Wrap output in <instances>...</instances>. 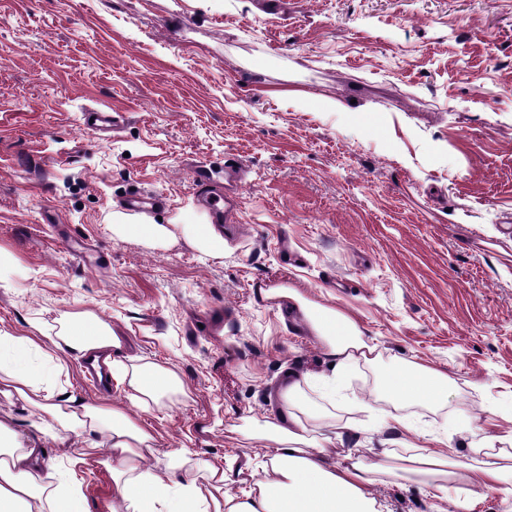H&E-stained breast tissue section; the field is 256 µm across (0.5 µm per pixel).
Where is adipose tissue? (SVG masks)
<instances>
[{
    "label": "adipose tissue",
    "instance_id": "adipose-tissue-1",
    "mask_svg": "<svg viewBox=\"0 0 512 512\" xmlns=\"http://www.w3.org/2000/svg\"><path fill=\"white\" fill-rule=\"evenodd\" d=\"M112 233L118 238L139 236L152 248L182 242L206 256L224 254V236L211 224H156L145 216L132 218L116 212ZM265 296L287 301L289 308L304 314L333 371L287 375L279 390L284 413L241 427L243 439L265 445L257 464L263 477L244 497L225 490L224 470L201 465L196 477L187 480L183 472L190 459L185 452L159 450L136 412L186 397L183 380L167 364L119 359L121 337L90 312L68 313L51 333L37 322L25 335L0 330V385L20 396L38 417L53 419L63 430L93 436L92 449L103 455L112 477V512H384L372 492L373 476L384 472L383 464H367L350 455L337 465L328 460V441L350 439L354 427L347 424L332 435L312 437L306 429L307 422L327 419L310 392H334L340 371L378 359L376 346L363 337L348 314L310 301L295 289L271 288ZM34 354L56 375L68 372L74 355L109 364L135 411L44 386L30 366ZM448 384L447 374L411 363L385 372L383 394L393 404L416 399L436 403L447 397ZM467 433L474 451L489 449L487 458L450 463L444 452L429 446L413 458L423 474L469 486L470 497L455 499L456 512H472L483 491L512 490V432L500 436L471 427ZM161 454L166 457L164 470L149 468L148 459ZM0 512H86L84 494L75 479L59 473L42 449L15 447L11 432L1 425Z\"/></svg>",
    "mask_w": 512,
    "mask_h": 512
}]
</instances>
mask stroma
Listing matches in <instances>:
<instances>
[{"instance_id":"obj_1","label":"stroma","mask_w":512,"mask_h":512,"mask_svg":"<svg viewBox=\"0 0 512 512\" xmlns=\"http://www.w3.org/2000/svg\"><path fill=\"white\" fill-rule=\"evenodd\" d=\"M0 0V329L56 327L85 310L124 355L167 362L184 402L144 414L159 448L223 467L231 493L257 478L238 426L274 417L287 374L331 373L282 285L350 314L378 363L352 367L335 401L355 422L334 459L386 460L373 492L390 512H433L402 472L423 437L472 456L461 421L512 431V0ZM304 92L302 102L289 91ZM346 104L329 112L325 100ZM122 113L104 141L88 108ZM242 170L224 255L153 249L112 234L137 191L151 218L207 224L199 172ZM450 379L437 405L381 395L386 365ZM407 428L380 424L377 413ZM0 395V422L111 512L112 478L81 460L91 438L42 433Z\"/></svg>"}]
</instances>
